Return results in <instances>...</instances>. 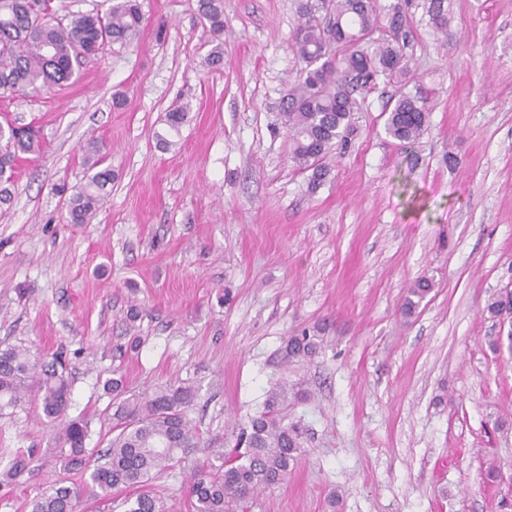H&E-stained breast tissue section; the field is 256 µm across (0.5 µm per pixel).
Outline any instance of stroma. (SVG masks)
<instances>
[{"label": "stroma", "mask_w": 512, "mask_h": 512, "mask_svg": "<svg viewBox=\"0 0 512 512\" xmlns=\"http://www.w3.org/2000/svg\"><path fill=\"white\" fill-rule=\"evenodd\" d=\"M139 3L130 45L56 92L0 98V117L42 139L0 207V348L62 353L67 417L87 421L93 454L112 436V377L136 393L194 386L209 440L244 427L268 390H302L286 417L306 428L298 460L253 512H512V314L485 311L512 292V0H447L443 33L430 0H410L407 81L359 94L317 183L293 163L282 119L299 0H224L218 37L198 0ZM403 93L428 112L410 148L384 130ZM182 102L188 120L162 149L155 134ZM92 136L112 188L92 223L70 224ZM421 277L434 287L404 316ZM302 333L318 336L317 355L284 360ZM54 435L31 405L0 415V468L20 449L36 457L0 484V512H29L62 476L84 512H122L124 491L105 498L88 473L62 472ZM201 457L189 449L153 479L172 512H192Z\"/></svg>", "instance_id": "1"}]
</instances>
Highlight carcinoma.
<instances>
[{
    "label": "carcinoma",
    "instance_id": "cac0c4a2",
    "mask_svg": "<svg viewBox=\"0 0 512 512\" xmlns=\"http://www.w3.org/2000/svg\"><path fill=\"white\" fill-rule=\"evenodd\" d=\"M108 10L77 13L62 21L52 0H0V95L34 98L68 85L85 61L98 57L105 47L130 43L143 21L138 0H110ZM199 12L211 31L224 30V0H199ZM294 50L303 67L288 90L282 112L294 164L312 171L313 181L324 175L325 161L352 131L358 111L356 93L376 78L404 81L408 75L400 39L406 35L407 15L402 3L390 6L385 26H380L375 0H300ZM335 60L317 59L328 47ZM189 103L165 114L166 133L157 134L160 146L172 145L188 119ZM428 120L426 107L401 95L387 112L385 132L399 143L415 144ZM41 137L34 128L0 123V205L12 201L11 185L17 161L37 154ZM87 182L68 201L72 224H90L96 216L112 169L103 166L98 141L87 142ZM433 288L426 278L416 280L403 302L407 317L415 314ZM512 310V296L487 303L493 318ZM319 345L312 336H290L285 342L287 360L311 358ZM106 388L113 395L112 439L103 461L90 466L86 439L88 423L66 419L70 387L65 365L56 357L41 362L25 348L0 349V412L23 401L55 427L65 472L90 470V479L104 496L113 490L134 488L124 499L125 512H170V507L150 490L153 477L180 461L188 448L201 441L189 418L197 393L193 386L173 383L150 394L132 393L122 380ZM288 405V389L268 393L264 407L250 417L236 436L233 448L206 445V466L193 471L189 497L193 512H250L265 492L283 484L297 461L302 432L285 423L281 410ZM32 451H18L0 472V484L15 481L29 471ZM80 492L59 480L31 502L30 512H77Z\"/></svg>",
    "mask_w": 512,
    "mask_h": 512
}]
</instances>
